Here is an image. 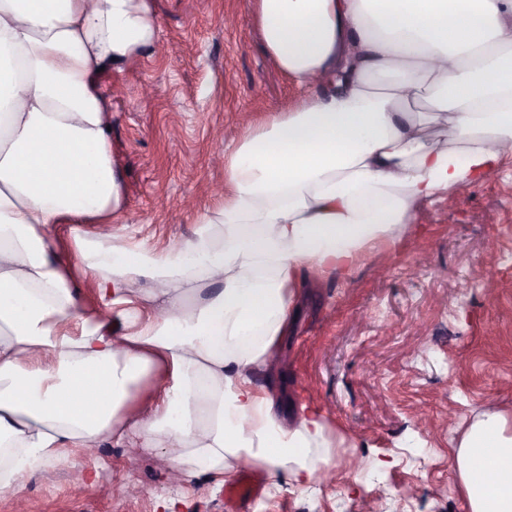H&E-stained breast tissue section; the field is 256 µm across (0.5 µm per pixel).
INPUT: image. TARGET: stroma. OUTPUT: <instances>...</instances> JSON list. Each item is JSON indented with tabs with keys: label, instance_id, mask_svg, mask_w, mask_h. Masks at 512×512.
Listing matches in <instances>:
<instances>
[{
	"label": "stroma",
	"instance_id": "1",
	"mask_svg": "<svg viewBox=\"0 0 512 512\" xmlns=\"http://www.w3.org/2000/svg\"><path fill=\"white\" fill-rule=\"evenodd\" d=\"M150 2L156 46L107 65L102 90L123 188L112 229L160 252L219 204L217 155L299 91L263 49L256 0ZM277 355L257 382L286 424L299 404L322 410L327 479L266 474L235 502L206 475L165 479L162 450L106 443L79 460L92 488L73 492L63 467L0 493V512H467L455 452L486 410L512 422V162L418 207L397 249L350 277L310 278Z\"/></svg>",
	"mask_w": 512,
	"mask_h": 512
}]
</instances>
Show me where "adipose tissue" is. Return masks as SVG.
<instances>
[{"instance_id": "1", "label": "adipose tissue", "mask_w": 512, "mask_h": 512, "mask_svg": "<svg viewBox=\"0 0 512 512\" xmlns=\"http://www.w3.org/2000/svg\"><path fill=\"white\" fill-rule=\"evenodd\" d=\"M256 22L301 94L241 137L221 205L158 252L82 230L121 205L98 71L154 43L148 0H0L1 491L106 442L186 476L245 461L315 483L322 414L286 427L253 379L301 288L507 157L512 0H258ZM455 467L468 512H512L505 416L470 427Z\"/></svg>"}]
</instances>
